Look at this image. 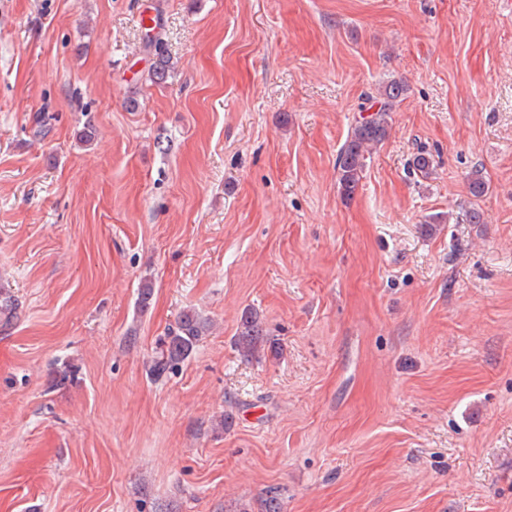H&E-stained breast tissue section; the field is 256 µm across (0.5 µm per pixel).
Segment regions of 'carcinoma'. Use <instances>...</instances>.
I'll return each mask as SVG.
<instances>
[{"instance_id":"1","label":"carcinoma","mask_w":512,"mask_h":512,"mask_svg":"<svg viewBox=\"0 0 512 512\" xmlns=\"http://www.w3.org/2000/svg\"><path fill=\"white\" fill-rule=\"evenodd\" d=\"M407 90L404 81L392 80L378 91L377 96L369 97V106L361 107V111L367 112V115L360 116L356 121L336 156L338 188L344 198L350 199L356 193L367 158L373 149L388 138L391 112L404 99ZM411 165L423 176L431 175L434 170L431 155L422 151L412 157ZM15 315L16 298L10 289L0 285V328L8 329ZM209 327L210 321L196 311H183L176 326L165 336L159 356L149 368L150 374L160 377L167 369L188 359ZM267 343L259 315L253 311L245 312L241 319L240 333L236 338L237 348L243 355L253 356L263 351Z\"/></svg>"}]
</instances>
